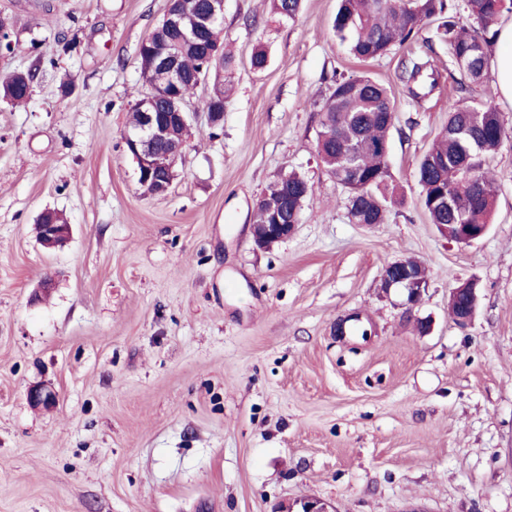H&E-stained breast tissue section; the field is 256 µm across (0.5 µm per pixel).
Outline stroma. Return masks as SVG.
Wrapping results in <instances>:
<instances>
[{
  "instance_id": "35a3bbf8",
  "label": "stroma",
  "mask_w": 512,
  "mask_h": 512,
  "mask_svg": "<svg viewBox=\"0 0 512 512\" xmlns=\"http://www.w3.org/2000/svg\"><path fill=\"white\" fill-rule=\"evenodd\" d=\"M338 4L302 0L285 21L268 0H224V122L192 118L152 196L125 134L138 48L168 0H0L14 45L0 81L35 75L25 104L0 97V512H275L307 496L336 512H512V140L484 161L488 233L449 241L416 178L461 103L438 22L412 40H432L437 73L417 99L405 50L350 54ZM360 73L396 108L403 202L383 224L350 222L316 151L334 75ZM290 171L313 194L290 238L258 248L254 203ZM46 211L71 226L53 249L36 236ZM409 257L428 274L410 312L380 289ZM470 278L480 306L461 328L448 293ZM355 315L366 335L337 333ZM39 386L54 406L30 402Z\"/></svg>"
}]
</instances>
